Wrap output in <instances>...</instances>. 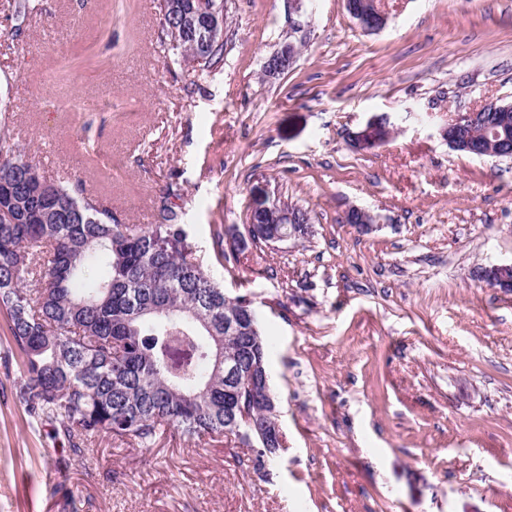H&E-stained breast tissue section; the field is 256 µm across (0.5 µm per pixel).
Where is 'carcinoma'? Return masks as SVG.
I'll return each instance as SVG.
<instances>
[{
    "label": "carcinoma",
    "instance_id": "obj_1",
    "mask_svg": "<svg viewBox=\"0 0 512 512\" xmlns=\"http://www.w3.org/2000/svg\"><path fill=\"white\" fill-rule=\"evenodd\" d=\"M196 0H159L162 39L182 62L211 70L224 43L197 47L172 13ZM507 133L512 113L486 112L472 129ZM0 310L16 346L18 399L54 425L72 454L102 435L148 448L166 432L224 437V362H266L262 336H224V310L245 304L203 269L170 207L159 224H124L69 182L46 181L0 111ZM104 275L93 280L92 269Z\"/></svg>",
    "mask_w": 512,
    "mask_h": 512
}]
</instances>
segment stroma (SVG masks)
<instances>
[{
    "mask_svg": "<svg viewBox=\"0 0 512 512\" xmlns=\"http://www.w3.org/2000/svg\"><path fill=\"white\" fill-rule=\"evenodd\" d=\"M224 0V63L173 62L157 0H0V106L49 178L125 224L176 210L204 269L250 298L282 442L264 470L228 438L101 435L79 460L17 397L0 315V512H512V159L451 149L447 115L512 102V0ZM301 51L283 75L262 63ZM383 143L353 147L371 117ZM310 232L219 263L250 190ZM376 216L369 231L350 208ZM345 6L349 8L350 15H352L353 18L356 19L357 23L363 27V29L367 32H374L382 29L387 22V17L385 13L380 9L378 1H364L363 2V9L361 11H356L353 9L351 4H349L347 1L345 2ZM373 11L377 15L381 17V21L374 23L371 21L370 24H367L364 20L366 19L367 15ZM477 276L491 288H496L504 293H509L512 290V264L482 268Z\"/></svg>",
    "mask_w": 512,
    "mask_h": 512,
    "instance_id": "obj_1",
    "label": "stroma"
}]
</instances>
